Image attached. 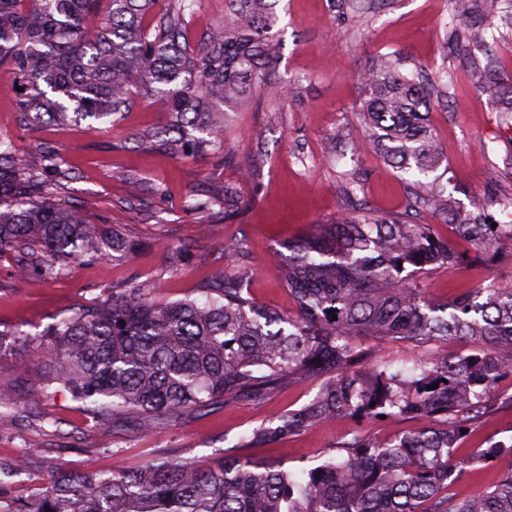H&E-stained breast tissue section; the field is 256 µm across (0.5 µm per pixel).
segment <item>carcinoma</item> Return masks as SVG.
Segmentation results:
<instances>
[{"label":"carcinoma","mask_w":512,"mask_h":512,"mask_svg":"<svg viewBox=\"0 0 512 512\" xmlns=\"http://www.w3.org/2000/svg\"><path fill=\"white\" fill-rule=\"evenodd\" d=\"M0 0V67L15 75L16 109L26 121L118 120L133 96L153 101L171 125L138 137L152 150L195 156L223 145L228 115L217 106L251 90L278 94L268 73L277 32L269 0H226L224 25L206 46L190 49L187 17L194 0ZM476 17L456 13L455 31ZM470 83L495 95L512 114V85L495 62L475 67ZM356 118L365 141L431 208L469 241L466 255L426 224L361 207L290 246L279 274L296 315L270 311L250 296L247 274L214 270L200 300L158 303L145 288L79 308L50 325L41 344V390H67L99 425L145 436L191 414L239 400L261 401L285 382H318L315 396L254 433L273 442L330 418L411 417L426 426L392 441L359 433L340 454L298 474L278 463L225 457L204 467L177 456L133 469L51 470L27 497L7 489L27 471L31 449L0 461V512H512V466L490 487L459 496L462 476L449 460L479 426L512 375V288L491 283L445 303L428 279L440 266L489 255L512 261V224H482L444 197L438 170L448 161L428 115L440 103L401 59L383 56L361 77ZM62 184L55 154L35 163L0 138V253H14L17 273L53 277L70 264L109 251L133 254L142 242L86 223L81 210L57 203ZM237 188L224 187V216L239 209ZM397 338L418 357L397 367L377 342ZM469 345L453 355L448 339ZM31 333L0 329V354L24 351ZM437 389H431V386ZM21 377L0 376V420L21 402L40 404ZM482 462L512 457V443L475 450Z\"/></svg>","instance_id":"1"}]
</instances>
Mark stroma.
<instances>
[{"mask_svg":"<svg viewBox=\"0 0 512 512\" xmlns=\"http://www.w3.org/2000/svg\"><path fill=\"white\" fill-rule=\"evenodd\" d=\"M271 3L280 32L271 77L284 87L299 85L300 92L277 99L255 94L230 103L224 145L204 158L140 148L135 134L162 127L166 120L139 97L114 126L89 119L64 127L21 125L13 96L4 92L11 75L0 70V137L11 139L34 161L43 147H52L60 167L73 175L63 195L67 204L79 207L89 223L111 225L144 243L138 255L114 253L101 262H80L51 279L36 270L18 278L14 256H0V322L35 334L78 307L109 299L113 289L129 286L149 289L159 302L198 298L210 285L212 271L224 264L248 265L253 298L267 309L294 314L276 265L287 259L289 244L313 226L353 210L333 154L337 136L360 138L355 119L359 76L380 54H401L409 72L447 67L444 104L430 115L450 146L441 183L460 209L482 215L488 224H512V129L490 93L467 79L470 66L484 63L485 56L476 50L443 53L454 38L456 11L475 9L493 16L506 9V0ZM224 13L225 0H197L188 26L190 46L198 47L222 25ZM131 176L141 180L138 192L129 188ZM357 180V202L384 214H409L412 222L430 225L459 251L468 249L466 239L441 216L415 202L413 188L376 149L358 152ZM228 186L241 196L236 216L224 220L195 210L196 201L221 197ZM232 242L243 245L245 256L225 254V244ZM492 282L512 286V268L491 262L443 267L429 278L440 300ZM316 391L313 382L287 384L265 401H237L144 437L94 424L69 394L60 392L45 399L43 412L60 421L61 435L45 437L37 426L0 422V458H12L25 447H48L59 467L73 472L87 463L100 469L133 468L171 455L201 463L240 456L312 468L334 457L337 446L354 432L390 440L420 425L412 418L388 424L338 417L272 443L252 441L254 431L300 408ZM489 441L512 442V406H493L455 450L450 463L464 472L452 487L457 495L491 486L504 468L501 460H474L473 448Z\"/></svg>","mask_w":512,"mask_h":512,"instance_id":"obj_1","label":"stroma"}]
</instances>
